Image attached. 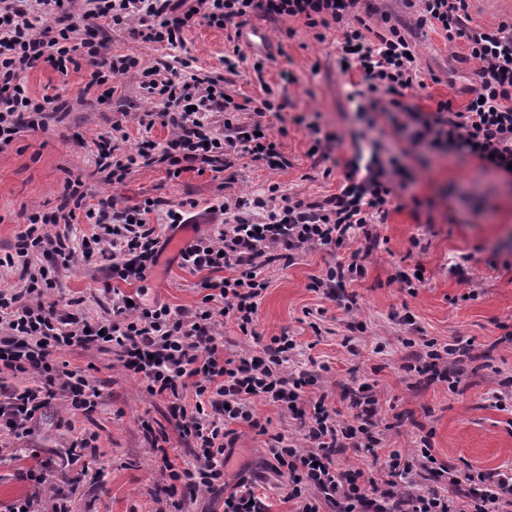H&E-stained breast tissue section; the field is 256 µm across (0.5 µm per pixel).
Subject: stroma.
I'll return each instance as SVG.
<instances>
[{
  "label": "stroma",
  "mask_w": 512,
  "mask_h": 512,
  "mask_svg": "<svg viewBox=\"0 0 512 512\" xmlns=\"http://www.w3.org/2000/svg\"><path fill=\"white\" fill-rule=\"evenodd\" d=\"M371 2L378 13L370 26L378 27L381 15H389L411 42L423 76L430 79L412 104L430 112L436 100L450 98L463 107L469 88L477 84L478 68L465 41L448 42L442 32L420 24L417 10L406 7L404 0ZM267 27L270 46L261 82L250 54L236 73L225 72L224 54L232 49L229 31L204 23L186 31L183 44L176 47L142 43L127 28L104 30L108 50L138 56L140 67L114 80L103 103L97 100L98 90L85 88L91 71L87 63L69 66L64 74L47 64L27 72L34 96L54 97L69 110L62 120H49L46 130L22 133L0 151V255L9 251L23 225L22 208L56 206L69 178H81L88 195L113 197L121 208L148 198L192 200L204 208L237 198L268 197L272 185L283 197L322 200L336 193L355 155V137L363 133L393 144L405 152L403 187L378 228L379 249L368 258L365 275L350 286L356 309L345 312L310 290L312 277L330 260L325 252L311 250L290 267L266 269L270 286L260 301L256 329L265 337L284 331L294 336V367L312 361L328 365L319 389L342 418L352 415L341 397L344 387L355 380L371 384L381 402L382 420L392 426L386 444L404 457L413 455L426 432L432 454L449 467L481 471L512 463V407H495L487 398L489 390L512 381V176L484 169L478 159L454 151L426 154L412 147L389 114L358 112L349 94L360 76L343 72L336 55L350 24L326 30L322 41L300 19L271 21ZM177 57L192 60L202 73L223 76L225 93L236 101L260 99L266 85L274 90L284 107L280 115L268 114L264 120L287 130L279 139L286 167L272 171L252 162L238 167L232 177L187 170L171 178L161 164L132 168L118 183L97 173L96 143L111 136L113 123L126 112L161 109L141 94L142 69L163 67ZM284 71L292 73L294 83L281 82ZM314 123L339 137L333 167L308 153ZM465 256L471 259L470 279L462 282L449 268ZM417 264L424 281L409 297L393 277ZM107 275L98 260H79L59 270L55 297L60 310L79 298L87 318H104ZM199 280V274L180 266L176 252L164 251L142 300L195 310L204 295ZM347 336L352 339L348 348L343 345ZM426 339L469 348L478 373L459 371L453 391L444 381L426 383L423 375L407 368L413 343ZM56 358L84 371L100 387L99 404L92 415L73 414L59 396L27 436L18 439L0 429V512L24 497L33 499L36 512H52L49 488L20 476L22 468L38 459L48 462L51 481L68 491L70 512H166L171 503L142 433L147 423L167 425L165 403L149 396L112 353L73 347ZM92 432L98 436L97 452L72 455L73 440ZM265 453L263 437L239 428L226 474L252 480L267 512H290L287 481L263 467Z\"/></svg>",
  "instance_id": "obj_1"
}]
</instances>
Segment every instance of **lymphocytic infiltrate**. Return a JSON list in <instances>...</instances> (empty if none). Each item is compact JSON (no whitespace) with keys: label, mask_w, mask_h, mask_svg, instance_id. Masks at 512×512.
Segmentation results:
<instances>
[{"label":"lymphocytic infiltrate","mask_w":512,"mask_h":512,"mask_svg":"<svg viewBox=\"0 0 512 512\" xmlns=\"http://www.w3.org/2000/svg\"><path fill=\"white\" fill-rule=\"evenodd\" d=\"M361 0H0V149L23 129L21 117L48 113L49 97L31 95L25 74L39 62L66 72L75 57L90 60L91 85L138 68L131 54L104 56L98 38L103 27L133 26L143 42H182L186 30L203 22L216 28L245 23L261 14L271 19H302L311 29L355 21L337 46L339 60L360 73L353 98L361 112H398L415 145L429 152L448 148L477 158L484 167L506 171L512 164V20L476 29L471 25L472 0H420V22L443 32L448 41L465 40L470 58L479 64L480 86L464 108L441 99L432 112L407 102L409 92L426 89L413 46L393 25H383L374 40L361 27L366 20ZM144 98L159 101L160 113L137 119L144 130L162 124L171 131L165 145L142 139L134 153L116 158L129 139L122 124L98 149L96 166L107 179L122 181L135 166L166 162L172 176L196 163L223 173L237 161L251 158L276 170L285 164L280 145L260 118L283 108L273 90H266L255 112L257 121L243 125L236 115L245 104L224 91V79L199 73L190 63L167 70H142ZM224 113V130L215 132L211 113ZM402 168L398 157L379 140H370L344 175L338 193L321 202L285 199L271 208L263 198L239 199L209 206L223 217L211 232L194 237L179 251L181 267L201 274L205 295L192 312L165 303L130 301L122 284L147 281L164 243V229L196 223L195 202L160 205L154 199L132 208L116 207L109 198L88 203L81 180L66 181L56 210L26 213V226L12 252L0 256V268H16L24 287L0 291V375L34 376V386L13 389L0 402V427L16 436L29 433L37 414L57 395L70 410L95 412L100 389L80 372L60 366L57 352L80 347L115 355L124 370L139 379L152 397L167 401L170 420L180 440L192 448L191 459L174 462L165 455V430L144 425L150 449L162 454L160 472L173 494L175 512H182L178 491L220 490L224 512H265L246 480L227 485L224 452L227 439L240 425L265 436L268 464L288 480L287 499L293 512H453V502L435 484L445 480L466 501L468 512H512V473L501 470L458 471L438 462L429 436H421L413 464H403L399 451L387 455L384 479L360 469L337 466L336 457L352 448L375 452L385 440L381 404L366 384L346 387L352 422L340 419L326 394H306L317 386V370L296 371L289 363L296 342L288 334L227 357L219 330L233 321L241 335H255L259 304L269 282L266 266L306 250L337 249L353 244L347 259L334 262L313 277L310 288L353 311L355 295L347 284L365 273V260L380 243L378 224L397 195ZM265 217L254 222V210ZM163 211L160 222L151 215ZM84 214L91 233L74 250L62 225ZM48 256L50 266L32 269L31 259ZM108 261L115 287H104L111 319L96 324L75 314H60L51 297L56 273L75 258ZM269 404L297 424L294 434H269L258 420L257 404Z\"/></svg>","instance_id":"obj_1"}]
</instances>
